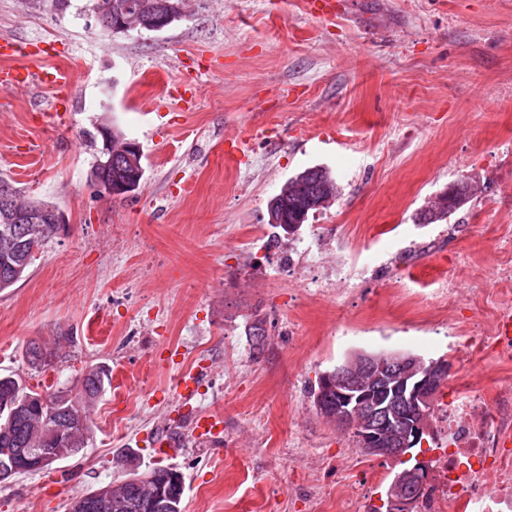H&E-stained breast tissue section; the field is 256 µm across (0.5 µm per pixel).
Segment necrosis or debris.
<instances>
[{
	"mask_svg": "<svg viewBox=\"0 0 512 512\" xmlns=\"http://www.w3.org/2000/svg\"><path fill=\"white\" fill-rule=\"evenodd\" d=\"M500 289L493 312L480 331L454 321L457 335L465 343L458 354L470 362L477 352L493 348L499 357L512 358V336L500 333V324L512 317V259L496 269ZM483 388L469 385L441 408L447 446L435 458L436 481L420 512H512V397L501 394L484 422L472 420L484 405Z\"/></svg>",
	"mask_w": 512,
	"mask_h": 512,
	"instance_id": "necrosis-or-debris-1",
	"label": "necrosis or debris"
}]
</instances>
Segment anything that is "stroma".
<instances>
[{
	"label": "stroma",
	"mask_w": 512,
	"mask_h": 512,
	"mask_svg": "<svg viewBox=\"0 0 512 512\" xmlns=\"http://www.w3.org/2000/svg\"><path fill=\"white\" fill-rule=\"evenodd\" d=\"M308 2L183 0L163 30L110 33L96 0H0V37L53 46L14 65L75 72L56 118V90L0 89V180L66 219L0 291V373L43 394L91 364L111 375L85 448L0 482V512H68L154 468L182 474V512H342L364 468L380 478L361 512L381 507L396 461L320 417L311 392L357 351L448 358L451 336L424 319L490 316L512 236V0ZM105 124L142 149L131 196L88 179ZM232 134L246 143L234 156ZM314 166L337 199L296 233L271 228L269 200ZM465 177L481 186L471 202L418 223ZM463 257L452 298L440 279ZM46 342L57 357L32 367L26 350ZM190 367L185 401L176 378ZM469 377L496 395L512 360L453 362L446 398ZM209 409L224 430L200 442L192 420Z\"/></svg>",
	"instance_id": "stroma-1"
}]
</instances>
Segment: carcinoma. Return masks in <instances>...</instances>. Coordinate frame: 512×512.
Listing matches in <instances>:
<instances>
[{
  "mask_svg": "<svg viewBox=\"0 0 512 512\" xmlns=\"http://www.w3.org/2000/svg\"><path fill=\"white\" fill-rule=\"evenodd\" d=\"M100 18L123 13L129 18L137 16L156 18L161 12V0H98ZM127 138L117 132L112 137V155L117 165L112 173L124 179L134 175L139 167L136 159L128 158ZM476 181L462 179L448 187L444 200L437 198L419 213L421 224L445 221L463 208L478 193ZM338 185L333 174L323 167H310L289 178L279 193L270 199L281 212L283 223L292 227L303 223L312 211L320 210L336 199ZM18 238L6 224H0V290L20 281L31 264L20 266L17 257ZM108 374L101 366H92L80 376L74 390L42 396L31 390L15 374L0 376V400L22 402L29 396H40L42 401L23 407L12 421L0 417V474L12 472L13 464L42 456L47 463L67 458L85 447L89 432L90 410L104 390ZM165 469H154L141 478L139 498L143 512H181V496L164 500L161 508L152 504L155 482L166 475ZM112 512H130L126 504V489L122 483H110Z\"/></svg>",
  "mask_w": 512,
  "mask_h": 512,
  "instance_id": "cac0c4a2",
  "label": "carcinoma"
}]
</instances>
